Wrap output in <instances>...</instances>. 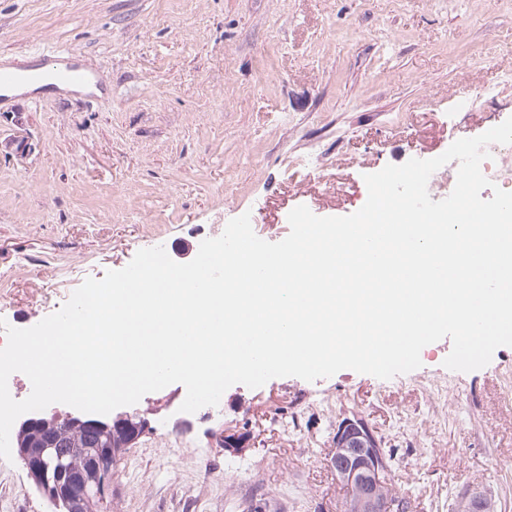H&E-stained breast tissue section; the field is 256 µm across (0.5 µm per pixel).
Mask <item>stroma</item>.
Listing matches in <instances>:
<instances>
[{"label": "stroma", "instance_id": "stroma-1", "mask_svg": "<svg viewBox=\"0 0 512 512\" xmlns=\"http://www.w3.org/2000/svg\"><path fill=\"white\" fill-rule=\"evenodd\" d=\"M49 47L83 51L99 90L0 99V137L34 147L0 154V318L16 328L139 249L191 261L242 214L268 242L296 206L352 214L365 175L512 117V0H0V63ZM451 348L388 380L235 384L219 410L180 412L178 383L148 393L102 512H343L330 448L353 417L396 449L407 512L475 490L512 512V347L472 372L444 367ZM0 512H56L20 458H0Z\"/></svg>", "mask_w": 512, "mask_h": 512}]
</instances>
